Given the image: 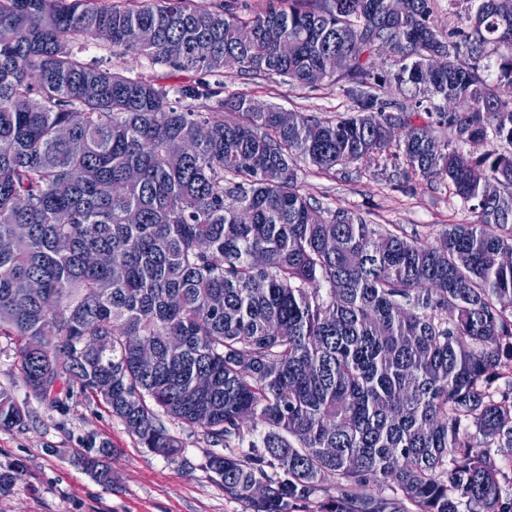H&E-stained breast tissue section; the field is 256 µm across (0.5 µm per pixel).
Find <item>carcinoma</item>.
<instances>
[{
    "label": "carcinoma",
    "mask_w": 512,
    "mask_h": 512,
    "mask_svg": "<svg viewBox=\"0 0 512 512\" xmlns=\"http://www.w3.org/2000/svg\"><path fill=\"white\" fill-rule=\"evenodd\" d=\"M391 2L0 0V337L30 395L63 408L77 384L174 462L163 415L237 442L206 468L252 512H512L491 453L512 446V152L487 148L512 146V0H451L466 22L452 33L434 0ZM103 28L112 50L173 69L218 75L233 56L298 85L336 76L354 107L284 125L243 94L180 106L210 93L80 60ZM380 50L389 87L423 95L414 108L376 93ZM450 97L470 110L442 111ZM384 157L448 185L474 222L423 245L297 183L300 163ZM24 417L0 387V427ZM111 453L81 457L106 487Z\"/></svg>",
    "instance_id": "obj_1"
}]
</instances>
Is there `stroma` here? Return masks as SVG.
Segmentation results:
<instances>
[{
	"mask_svg": "<svg viewBox=\"0 0 512 512\" xmlns=\"http://www.w3.org/2000/svg\"><path fill=\"white\" fill-rule=\"evenodd\" d=\"M79 57L172 87L214 84L220 95L240 93L288 112L331 116L350 107L341 82L329 78L299 86L278 77L256 78L231 65L216 78L155 66L142 56H116L110 44L99 39L84 43ZM298 184L323 207L354 210L372 224L400 225L425 244L445 225L473 220L467 206L449 198L446 185L420 177L405 179L390 159L379 169L346 173L316 174L305 167L298 173ZM0 386L11 390L26 414L23 426L0 428V473L20 474L9 491L0 493V512H246L245 504L226 495L220 477L206 468L209 455L225 454L226 449L201 431L165 419L183 447L182 458L173 462L140 448L119 418L81 391H74L65 408L49 407L28 394L14 345L5 338H0ZM92 442L114 450L111 486L97 482L81 464Z\"/></svg>",
	"mask_w": 512,
	"mask_h": 512,
	"instance_id": "stroma-1",
	"label": "stroma"
}]
</instances>
